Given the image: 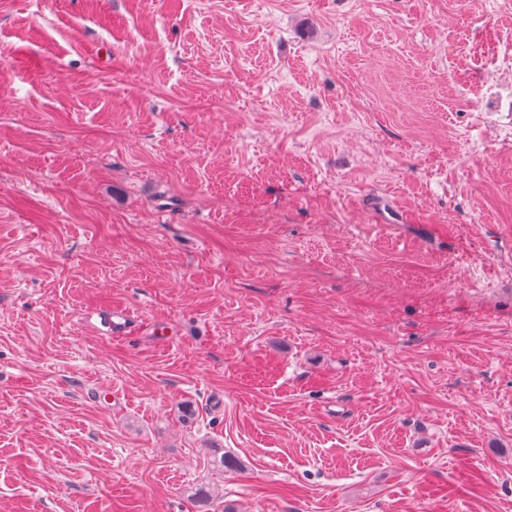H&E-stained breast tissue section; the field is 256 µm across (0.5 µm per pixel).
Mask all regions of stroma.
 <instances>
[{
  "label": "stroma",
  "mask_w": 512,
  "mask_h": 512,
  "mask_svg": "<svg viewBox=\"0 0 512 512\" xmlns=\"http://www.w3.org/2000/svg\"><path fill=\"white\" fill-rule=\"evenodd\" d=\"M202 484L512 512V0H0V512ZM100 319V324L105 328L108 336H126L131 331L130 319L127 312L122 308L98 310L93 313Z\"/></svg>",
  "instance_id": "obj_1"
}]
</instances>
